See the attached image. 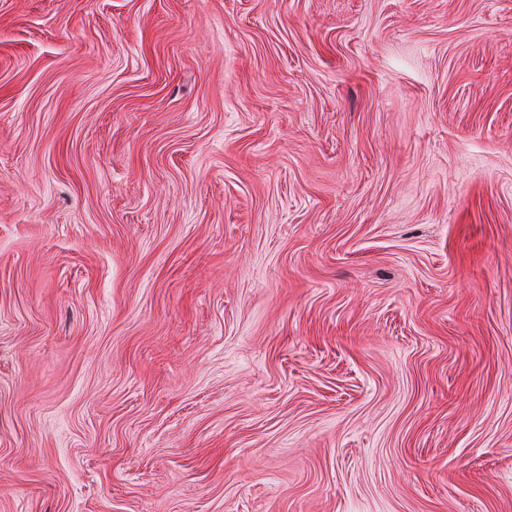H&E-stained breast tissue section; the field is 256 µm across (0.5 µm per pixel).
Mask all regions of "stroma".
<instances>
[{
    "label": "stroma",
    "instance_id": "1",
    "mask_svg": "<svg viewBox=\"0 0 512 512\" xmlns=\"http://www.w3.org/2000/svg\"><path fill=\"white\" fill-rule=\"evenodd\" d=\"M0 512H512V0H0Z\"/></svg>",
    "mask_w": 512,
    "mask_h": 512
}]
</instances>
